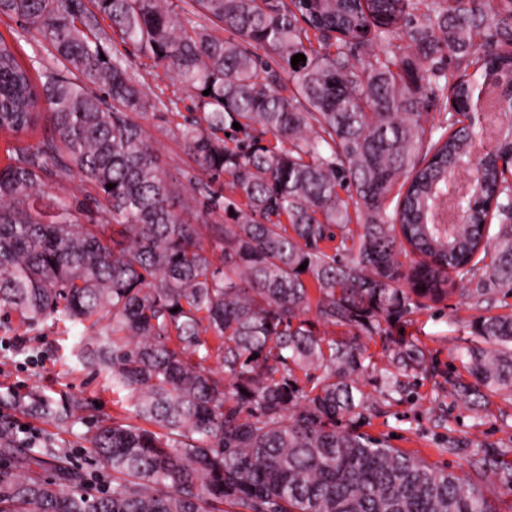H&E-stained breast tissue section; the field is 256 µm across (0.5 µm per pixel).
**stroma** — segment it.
Returning a JSON list of instances; mask_svg holds the SVG:
<instances>
[{
  "instance_id": "stroma-1",
  "label": "stroma",
  "mask_w": 512,
  "mask_h": 512,
  "mask_svg": "<svg viewBox=\"0 0 512 512\" xmlns=\"http://www.w3.org/2000/svg\"><path fill=\"white\" fill-rule=\"evenodd\" d=\"M125 56L144 87L177 99L180 109L190 107L187 89L167 78L152 60L131 49ZM143 123L156 141L166 169L195 173L196 165L176 133L175 116L158 110L147 115ZM462 288V282H455L448 296L416 311L405 327L406 335L412 336L445 370L457 367L458 350L483 346V339L471 328L475 318L504 312L512 304V297L496 294L477 305ZM80 333L77 326L59 324L42 330L16 318L0 325V420L35 429L37 446L68 454L90 487L108 489L112 486L111 475L102 471L88 452V427L96 421L110 422L121 415L122 409L104 376L82 370L75 356ZM32 393L55 399L76 394L85 399L86 406L78 416L62 423L26 411ZM363 430L389 438L392 447L418 452L428 463L465 475L469 467L464 456L442 451V444L455 439L475 445L512 446V401L492 396L490 405L478 416L471 407L449 397L447 387L424 379L409 402L381 407L372 413Z\"/></svg>"
}]
</instances>
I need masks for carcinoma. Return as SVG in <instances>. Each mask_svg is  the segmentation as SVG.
<instances>
[{
  "mask_svg": "<svg viewBox=\"0 0 512 512\" xmlns=\"http://www.w3.org/2000/svg\"><path fill=\"white\" fill-rule=\"evenodd\" d=\"M98 14L191 92L177 131L202 177L159 163L141 119L176 102L104 46ZM2 16L19 29L0 34V322L84 326L79 364L131 415L88 437L112 490L63 454L0 459V512H497L480 482L512 483L511 447L475 448L471 482L359 428L420 376L473 406L512 395V313L472 323L486 347L458 353L464 376L400 333L457 280L478 305L512 293V0H0ZM33 33L60 64L35 78L15 51ZM492 76L494 136L465 123ZM75 174L93 204L48 191Z\"/></svg>",
  "mask_w": 512,
  "mask_h": 512,
  "instance_id": "obj_1",
  "label": "carcinoma"
}]
</instances>
